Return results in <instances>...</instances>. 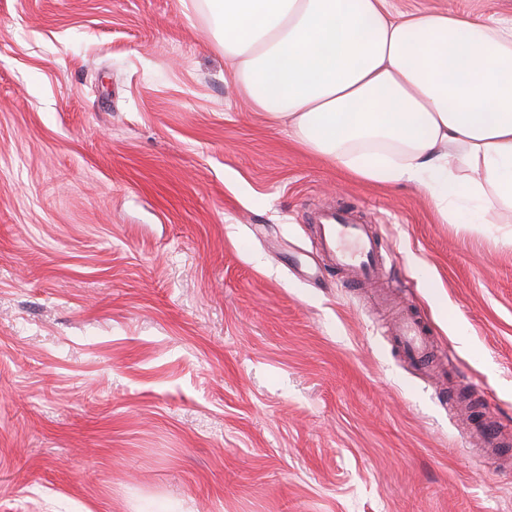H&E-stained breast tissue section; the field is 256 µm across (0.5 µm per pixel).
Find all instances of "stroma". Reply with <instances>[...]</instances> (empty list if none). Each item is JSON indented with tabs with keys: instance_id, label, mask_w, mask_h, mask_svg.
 I'll return each mask as SVG.
<instances>
[{
	"instance_id": "1",
	"label": "stroma",
	"mask_w": 512,
	"mask_h": 512,
	"mask_svg": "<svg viewBox=\"0 0 512 512\" xmlns=\"http://www.w3.org/2000/svg\"><path fill=\"white\" fill-rule=\"evenodd\" d=\"M512 15V0H390ZM372 224L451 383L316 252ZM512 213L303 152L191 0H0V512H512ZM477 439L484 448H491L493 452L499 451V448H505L511 445V439L506 442L502 436L501 430L496 424H483L478 426L474 431Z\"/></svg>"
}]
</instances>
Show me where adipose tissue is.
Listing matches in <instances>:
<instances>
[{"label":"adipose tissue","mask_w":512,"mask_h":512,"mask_svg":"<svg viewBox=\"0 0 512 512\" xmlns=\"http://www.w3.org/2000/svg\"><path fill=\"white\" fill-rule=\"evenodd\" d=\"M231 82L306 153L379 184L416 183L440 217L512 211V17L389 0H193Z\"/></svg>","instance_id":"ef3b65f1"}]
</instances>
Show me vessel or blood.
I'll return each instance as SVG.
<instances>
[{
  "mask_svg": "<svg viewBox=\"0 0 512 512\" xmlns=\"http://www.w3.org/2000/svg\"><path fill=\"white\" fill-rule=\"evenodd\" d=\"M319 235L326 265L344 271L348 285H359L384 273L386 260L378 238L369 225L356 222L348 212L334 211L320 219ZM393 332L410 358L426 359L429 332L419 315L401 311Z\"/></svg>",
  "mask_w": 512,
  "mask_h": 512,
  "instance_id": "obj_1",
  "label": "vessel or blood"
}]
</instances>
